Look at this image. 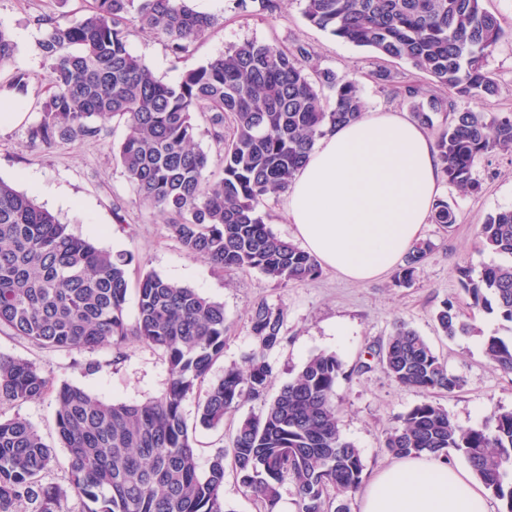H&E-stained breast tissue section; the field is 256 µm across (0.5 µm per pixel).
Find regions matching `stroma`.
I'll list each match as a JSON object with an SVG mask.
<instances>
[{"mask_svg": "<svg viewBox=\"0 0 512 512\" xmlns=\"http://www.w3.org/2000/svg\"><path fill=\"white\" fill-rule=\"evenodd\" d=\"M85 0H0V27L15 44L13 57L0 64V85L8 84L18 72L27 73L26 94L12 96L9 107L20 112V120L0 125V179L32 196L36 202L68 222L72 233L92 239L99 247L129 251L130 286H137L143 271L151 270L202 295L223 303L225 316L224 354L213 365L208 379L223 378L225 369L240 364L254 347L248 315L259 302L286 310L285 340L268 352L275 386L288 383L315 353L337 354L346 377L336 384L338 424L343 437L359 448L365 475L393 463L384 448L387 433L400 415L424 400V393L407 388L379 369L360 370L385 343L395 321L416 330L460 378L452 393L434 399L460 427L489 421L494 415L512 411V374L491 364L483 353L484 337L512 339V324L497 315L469 308L461 289L457 266L481 268L494 261L475 235L477 224L489 214L512 208V152L495 151L482 157L473 175L478 192L467 193L444 185L441 197L456 214L452 228L429 223L423 237L432 252L418 267L409 285H397L393 274L354 283L325 268L310 282L276 285L257 271L218 272L203 259L188 255L170 235L163 219L145 206L112 155L113 144L125 134L123 125L111 124L99 138L59 141L51 147L32 143L29 130L41 120L39 102L46 89L47 65L36 44L44 31L36 16L81 15ZM196 10L214 15L216 26L197 43L192 56L174 63L164 43L154 35L136 31L128 40L130 51L141 56L155 75L166 83H177L185 69L205 64L225 50L247 41L275 42L291 48L305 45L321 67L337 73H353L362 86L365 109L408 111L404 99L379 84L378 70L386 69L405 84L427 83V76L407 63L380 58L374 52L339 40L310 25L302 15L300 0H280L274 14L259 10L239 13L227 0H193ZM499 84L497 96L484 101L488 112L512 113V39L501 41L487 61ZM454 301L465 319L478 330L474 336L448 339L438 329L435 313L443 301ZM0 353L31 361L44 370L53 384L64 382L89 390L109 402H142L160 397L168 384V365L160 352L141 344L129 345L123 358L113 350L52 351L41 348L11 331L0 332ZM95 372H87L88 364ZM57 402L54 395L38 401L0 406V417L19 416L28 420L53 448L55 460L45 482L65 490V512H81L82 501L69 489L68 452L56 434ZM189 433L194 438L200 467L218 451L228 449L235 420L223 427L204 429L197 422V400L183 404Z\"/></svg>", "mask_w": 512, "mask_h": 512, "instance_id": "stroma-1", "label": "stroma"}]
</instances>
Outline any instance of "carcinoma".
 I'll return each mask as SVG.
<instances>
[{
    "label": "carcinoma",
    "instance_id": "carcinoma-1",
    "mask_svg": "<svg viewBox=\"0 0 512 512\" xmlns=\"http://www.w3.org/2000/svg\"><path fill=\"white\" fill-rule=\"evenodd\" d=\"M246 12L258 4L270 14L279 0H232ZM303 17L335 38L401 60L429 78L398 94L414 120L435 131L441 172L448 184L476 192L478 159L512 149V114L485 112L480 103L499 91L485 68L505 37L483 0H300ZM46 26L38 49L47 64L42 117L31 140L98 138L118 119L126 134L113 152L139 198L165 217L187 254L217 271L257 270L278 284L308 282L317 258L275 234L260 207L288 188L316 140L365 111L359 80L322 69L302 44L245 42L185 71L170 85L128 49L132 32L161 38L174 60L191 54L216 25L189 0H90L76 20L40 15ZM15 43L0 27V64ZM330 91L324 99L323 91ZM468 103L459 107L458 101ZM445 115V123L437 117ZM222 153L221 176L196 142V116ZM230 120L233 137L224 139ZM432 222L450 228L456 215L446 200ZM482 247L512 257V208L476 226ZM432 251L421 240L395 275L412 281ZM126 251L112 253L72 234L33 198L0 179V328L52 350L110 347L120 357L129 341L161 352L168 364L164 394L143 403H108L86 389L50 383L36 364L0 354V404L37 401L55 393L56 432L69 454V484L92 503L82 512H232L224 504V451L201 473L183 403L198 396L199 424L224 426L248 401L264 400L258 415L241 419L231 440L233 470L262 512H276L284 478L292 479L300 512H349L346 498L364 480L358 448L339 429L336 384L345 376L334 353L310 356L270 401L273 369L267 352L285 336L284 309L264 302L249 315L256 348L243 366L201 390L224 352V306L192 288L144 273L137 314L128 321ZM470 305L512 324V263H491L477 274L458 268ZM444 335L473 333L459 308L446 300L436 312ZM487 360L512 372V341L483 340ZM377 365L399 384L426 394L451 393L457 376L430 344L399 322L376 352ZM384 448L396 457H464L485 489L512 512V411L492 422L461 428L438 403L425 399L400 416ZM54 457L38 431L20 417L0 418V512H62L63 492L42 483Z\"/></svg>",
    "mask_w": 512,
    "mask_h": 512
}]
</instances>
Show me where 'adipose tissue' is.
Here are the masks:
<instances>
[{
	"mask_svg": "<svg viewBox=\"0 0 512 512\" xmlns=\"http://www.w3.org/2000/svg\"><path fill=\"white\" fill-rule=\"evenodd\" d=\"M442 191L433 139L402 112H368L317 140L286 195L304 248L347 279L394 269L429 223ZM361 512H488L472 470L423 454L377 472Z\"/></svg>",
	"mask_w": 512,
	"mask_h": 512,
	"instance_id": "adipose-tissue-1",
	"label": "adipose tissue"
}]
</instances>
